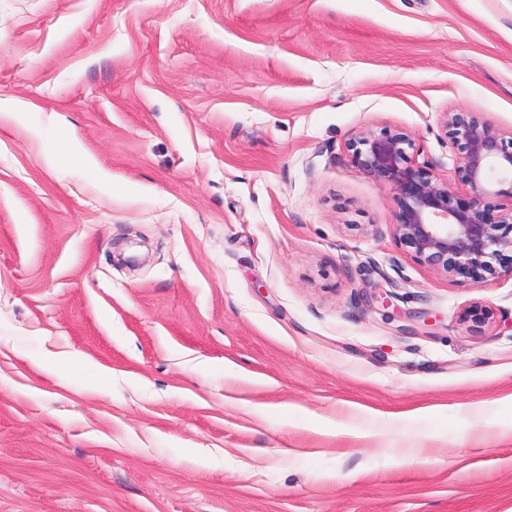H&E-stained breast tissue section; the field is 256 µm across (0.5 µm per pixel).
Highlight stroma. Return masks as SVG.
Listing matches in <instances>:
<instances>
[{"label": "stroma", "instance_id": "35a3bbf8", "mask_svg": "<svg viewBox=\"0 0 512 512\" xmlns=\"http://www.w3.org/2000/svg\"><path fill=\"white\" fill-rule=\"evenodd\" d=\"M448 112L512 129V0H0V512H512V278L346 150L456 186Z\"/></svg>", "mask_w": 512, "mask_h": 512}]
</instances>
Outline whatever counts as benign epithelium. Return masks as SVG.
<instances>
[{"label":"benign epithelium","mask_w":512,"mask_h":512,"mask_svg":"<svg viewBox=\"0 0 512 512\" xmlns=\"http://www.w3.org/2000/svg\"><path fill=\"white\" fill-rule=\"evenodd\" d=\"M443 129L458 154L459 193L411 164L413 141L383 128L355 135L351 161L395 192L393 235L421 265L456 283L512 277V209L489 197L512 199V130L496 129L473 112H448Z\"/></svg>","instance_id":"7a95c632"}]
</instances>
